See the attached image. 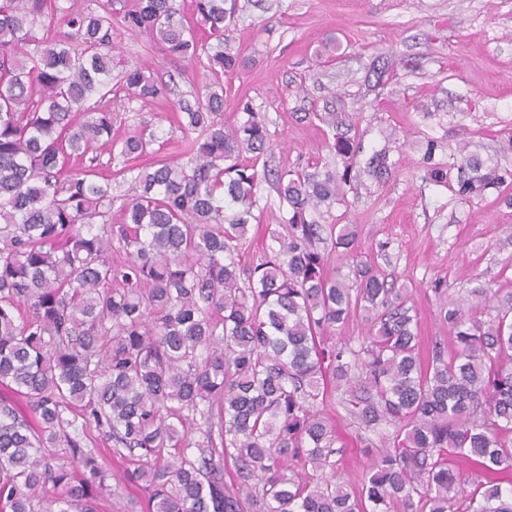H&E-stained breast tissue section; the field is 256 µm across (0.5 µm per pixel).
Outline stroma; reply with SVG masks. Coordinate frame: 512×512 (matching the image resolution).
I'll return each mask as SVG.
<instances>
[{"label": "stroma", "instance_id": "1", "mask_svg": "<svg viewBox=\"0 0 512 512\" xmlns=\"http://www.w3.org/2000/svg\"><path fill=\"white\" fill-rule=\"evenodd\" d=\"M236 42L243 63L228 82L224 120L252 99L271 120L279 145L274 166L333 165V132L315 113L336 104L348 112L361 149L358 163L389 151L391 174L379 181L361 175L323 216L350 224L354 252L332 250L328 268L352 280L357 262H371L396 279L413 305L422 349L450 336L437 317L440 305L489 288L512 299V207L494 188L464 199L449 186L423 182L428 141L436 158L456 174L464 153L488 167L512 171V152L501 143L512 134V0H240ZM116 70L148 64L169 81L167 99L141 105L113 98L126 115L114 135L148 126L159 129L158 158L176 162L180 132L173 108L188 96L194 69L171 61L145 30L114 26ZM396 72L376 88L371 61ZM326 414L343 454L339 470L354 481L371 460L364 432L333 393Z\"/></svg>", "mask_w": 512, "mask_h": 512}]
</instances>
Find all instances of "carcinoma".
Listing matches in <instances>:
<instances>
[{"mask_svg":"<svg viewBox=\"0 0 512 512\" xmlns=\"http://www.w3.org/2000/svg\"><path fill=\"white\" fill-rule=\"evenodd\" d=\"M59 2L0 0V512H98L108 453L134 465L117 484L142 512H512V307L440 308L452 343L424 363L401 289L368 263L353 287L325 273L318 242L355 245L313 219L356 179L346 119L313 113L343 170L269 169L266 114L247 100L223 118L237 0H195L191 21L179 0H128L122 25L205 70L177 103L186 162L137 170L158 134L112 138L102 101L168 86L141 66L114 79L112 13ZM100 143L107 178L88 157ZM434 154L425 179L441 183ZM263 181L282 224L248 263ZM511 184L466 155L457 193ZM357 313L359 347L328 341ZM336 391L365 429L394 427L353 484L323 415Z\"/></svg>","mask_w":512,"mask_h":512,"instance_id":"1","label":"carcinoma"}]
</instances>
